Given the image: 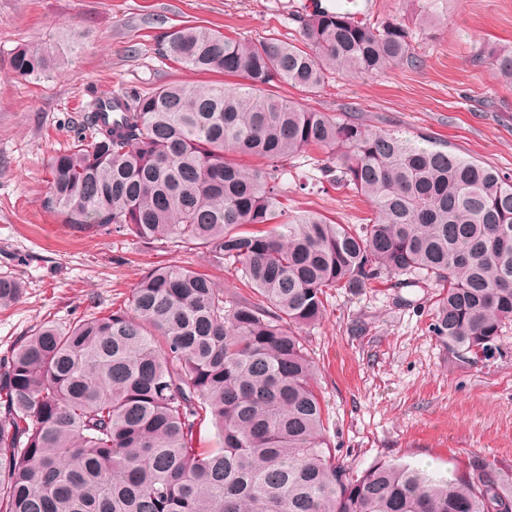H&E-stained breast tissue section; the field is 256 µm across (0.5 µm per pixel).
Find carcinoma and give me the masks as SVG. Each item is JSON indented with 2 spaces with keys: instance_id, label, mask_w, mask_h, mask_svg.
<instances>
[{
  "instance_id": "carcinoma-1",
  "label": "carcinoma",
  "mask_w": 512,
  "mask_h": 512,
  "mask_svg": "<svg viewBox=\"0 0 512 512\" xmlns=\"http://www.w3.org/2000/svg\"><path fill=\"white\" fill-rule=\"evenodd\" d=\"M301 31L299 44H245L174 29L165 56L245 82L96 97L88 134L52 158L43 204L65 223L200 245L253 295L156 266L126 306L23 337L0 361V512H512V469L494 461L450 477L391 461L355 474L324 434L298 330L323 318L330 288L423 276L438 288L428 330L455 359L498 348L512 321V177L271 94L413 59L402 20L317 6ZM488 61L512 82V49ZM48 66L25 47L11 57L21 77ZM311 148L325 177L369 200L368 223L284 206L280 171ZM21 297L0 278V307ZM206 420L216 448L197 446Z\"/></svg>"
}]
</instances>
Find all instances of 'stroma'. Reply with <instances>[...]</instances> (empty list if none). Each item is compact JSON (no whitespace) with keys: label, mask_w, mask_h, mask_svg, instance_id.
<instances>
[{"label":"stroma","mask_w":512,"mask_h":512,"mask_svg":"<svg viewBox=\"0 0 512 512\" xmlns=\"http://www.w3.org/2000/svg\"><path fill=\"white\" fill-rule=\"evenodd\" d=\"M317 4L374 23L404 20L415 59L379 77L334 76L312 95L282 85L279 95L334 114L356 106L374 131L424 136L512 174V84L488 63L490 51L512 48V0H448L434 27L416 25L419 0H0V276L24 288L18 303L0 308V358L45 322L65 327L126 303L158 265L190 266L244 292L232 266L205 250L63 224L43 205L49 161L72 144L94 97L201 81L162 58L168 32L202 25L243 42H291L299 15ZM19 46L59 68L15 75L9 59ZM323 157L312 150L287 161L284 203L337 224L372 217L364 198L323 182ZM434 307L431 286L401 287L385 275L364 288L329 289L323 319L304 329L327 435L350 470L398 460L447 475L475 456L512 467V323L489 359L466 365L429 332Z\"/></svg>","instance_id":"stroma-1"}]
</instances>
